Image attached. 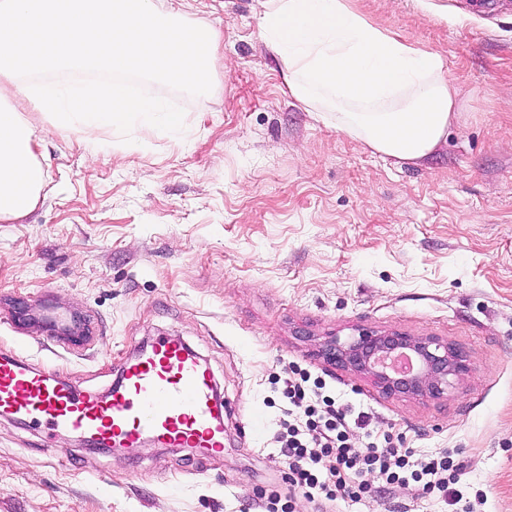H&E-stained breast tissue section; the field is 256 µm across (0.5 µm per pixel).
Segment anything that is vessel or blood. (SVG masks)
I'll list each match as a JSON object with an SVG mask.
<instances>
[{
	"label": "vessel or blood",
	"instance_id": "b4317fda",
	"mask_svg": "<svg viewBox=\"0 0 512 512\" xmlns=\"http://www.w3.org/2000/svg\"><path fill=\"white\" fill-rule=\"evenodd\" d=\"M0 413L61 433L77 432L126 448L143 437L207 454L224 446V406L212 377L180 339H155L98 398L79 392L10 353L0 354Z\"/></svg>",
	"mask_w": 512,
	"mask_h": 512
}]
</instances>
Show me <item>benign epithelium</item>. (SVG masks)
<instances>
[{"label": "benign epithelium", "mask_w": 512, "mask_h": 512, "mask_svg": "<svg viewBox=\"0 0 512 512\" xmlns=\"http://www.w3.org/2000/svg\"><path fill=\"white\" fill-rule=\"evenodd\" d=\"M57 309L59 306L51 303L35 307L21 301L14 313L18 319L73 345L86 342L90 330L82 314L68 310L61 317L53 314ZM316 352L326 363L370 379L388 395L415 400L448 397L469 371L467 355L448 341L436 336H409L396 330L356 327L346 337L329 333L317 342ZM397 352L412 354L418 360V368L394 372L379 365L380 358Z\"/></svg>", "instance_id": "obj_1"}]
</instances>
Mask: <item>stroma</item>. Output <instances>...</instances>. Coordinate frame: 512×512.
<instances>
[{"instance_id":"obj_1","label":"stroma","mask_w":512,"mask_h":512,"mask_svg":"<svg viewBox=\"0 0 512 512\" xmlns=\"http://www.w3.org/2000/svg\"><path fill=\"white\" fill-rule=\"evenodd\" d=\"M219 42L198 94L149 78L132 93L184 112L172 138L38 127L37 207L0 222V348L103 395L159 336L183 339L223 399L224 448L122 451L46 438L0 414V512H460L375 477L360 500L306 498L277 439L290 365L364 411L375 434L458 454L474 512H512V0H351L439 53L457 91L445 140L414 164L304 111L261 32V0H188ZM87 319L75 347L15 321V298ZM359 325L447 339L471 370L442 400L382 393L325 365L315 337Z\"/></svg>"}]
</instances>
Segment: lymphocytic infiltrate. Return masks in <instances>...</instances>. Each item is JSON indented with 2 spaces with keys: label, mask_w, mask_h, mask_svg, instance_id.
Here are the masks:
<instances>
[{
  "label": "lymphocytic infiltrate",
  "mask_w": 512,
  "mask_h": 512,
  "mask_svg": "<svg viewBox=\"0 0 512 512\" xmlns=\"http://www.w3.org/2000/svg\"><path fill=\"white\" fill-rule=\"evenodd\" d=\"M282 394L295 409L284 423L288 480L306 497L358 500L370 493L377 475L390 484L415 483L423 496L444 497L458 479L460 464L449 450L420 456L395 445L389 434L359 448L353 432L369 431L370 415L362 411L349 418L347 410L335 408L329 397L310 386L307 373L288 380Z\"/></svg>",
  "instance_id": "obj_1"
}]
</instances>
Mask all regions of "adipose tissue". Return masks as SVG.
I'll return each instance as SVG.
<instances>
[{
  "label": "adipose tissue",
  "instance_id": "ef3b65f1",
  "mask_svg": "<svg viewBox=\"0 0 512 512\" xmlns=\"http://www.w3.org/2000/svg\"><path fill=\"white\" fill-rule=\"evenodd\" d=\"M265 45L282 65L288 94L311 112H332L337 129L401 161H419L443 140L456 91L434 51L374 25L350 0H262ZM218 36L189 24L174 0H0V221L29 214L45 171L36 130L121 127L135 121L176 135L183 113L131 96L113 81L82 108L52 83H28L50 70L138 75L208 90Z\"/></svg>",
  "mask_w": 512,
  "mask_h": 512
}]
</instances>
